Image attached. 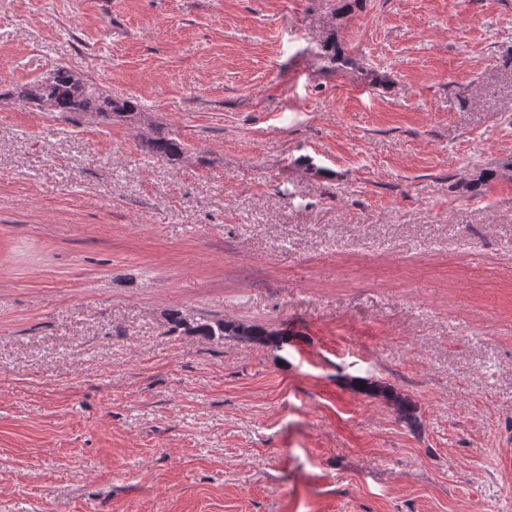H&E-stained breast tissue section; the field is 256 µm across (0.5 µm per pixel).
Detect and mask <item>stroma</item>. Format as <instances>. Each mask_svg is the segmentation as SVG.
<instances>
[{
  "label": "stroma",
  "instance_id": "1",
  "mask_svg": "<svg viewBox=\"0 0 512 512\" xmlns=\"http://www.w3.org/2000/svg\"><path fill=\"white\" fill-rule=\"evenodd\" d=\"M511 55L512 0H0V512H512ZM60 66L144 124L6 99ZM148 153L168 161H177L184 154V146L177 138L158 134L144 142ZM167 322L171 332L191 333L208 340L232 338L276 349L288 343L284 332H270L258 325L224 318L189 320L181 312L172 311L167 314ZM351 383L362 393L370 396H382L395 406L399 416L409 425L418 424L416 408L408 398L395 392L391 387L365 378H352Z\"/></svg>",
  "mask_w": 512,
  "mask_h": 512
}]
</instances>
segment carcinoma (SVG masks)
Returning <instances> with one entry per match:
<instances>
[{"label": "carcinoma", "mask_w": 512, "mask_h": 512, "mask_svg": "<svg viewBox=\"0 0 512 512\" xmlns=\"http://www.w3.org/2000/svg\"><path fill=\"white\" fill-rule=\"evenodd\" d=\"M3 97L18 99L52 112H94L107 120L118 118L131 124L138 115L134 101L105 96L91 81L64 67L56 68L33 82L18 85L4 95L0 94V99ZM144 147L148 153L168 161H177L184 154L181 141L162 134L145 140ZM167 322L172 332L191 333L208 340L232 338L276 349L288 343V337L283 332H270L258 325L224 318L189 320L181 312L172 311L167 314ZM351 383L365 394L381 396L392 403L408 425L414 427L418 424L413 403L391 387L365 378H353Z\"/></svg>", "instance_id": "1"}]
</instances>
